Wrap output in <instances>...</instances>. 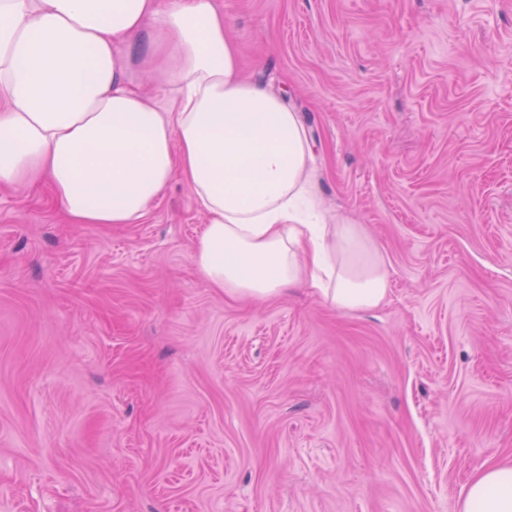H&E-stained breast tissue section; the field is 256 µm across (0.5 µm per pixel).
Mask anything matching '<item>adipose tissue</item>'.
<instances>
[{"mask_svg":"<svg viewBox=\"0 0 512 512\" xmlns=\"http://www.w3.org/2000/svg\"><path fill=\"white\" fill-rule=\"evenodd\" d=\"M310 158L298 113L243 75L216 0H0V185L47 179L71 223H136L177 178L206 215L192 259L210 286L304 283L375 309L385 259L321 209ZM458 512H512V464L475 477Z\"/></svg>","mask_w":512,"mask_h":512,"instance_id":"obj_1","label":"adipose tissue"}]
</instances>
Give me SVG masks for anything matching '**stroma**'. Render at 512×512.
<instances>
[{"instance_id":"stroma-1","label":"stroma","mask_w":512,"mask_h":512,"mask_svg":"<svg viewBox=\"0 0 512 512\" xmlns=\"http://www.w3.org/2000/svg\"><path fill=\"white\" fill-rule=\"evenodd\" d=\"M219 3L387 298L208 287L178 181L135 224L0 186V512H457L512 462V0Z\"/></svg>"}]
</instances>
